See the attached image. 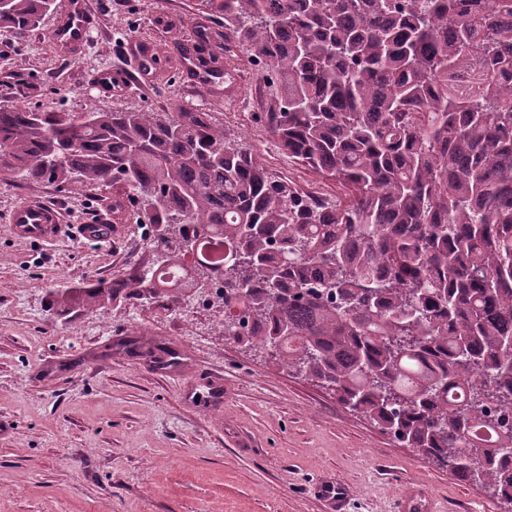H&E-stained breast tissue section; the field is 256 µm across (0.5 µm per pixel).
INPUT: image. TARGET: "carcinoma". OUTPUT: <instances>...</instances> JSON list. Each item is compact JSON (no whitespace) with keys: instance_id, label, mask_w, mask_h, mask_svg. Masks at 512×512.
Wrapping results in <instances>:
<instances>
[{"instance_id":"obj_1","label":"carcinoma","mask_w":512,"mask_h":512,"mask_svg":"<svg viewBox=\"0 0 512 512\" xmlns=\"http://www.w3.org/2000/svg\"><path fill=\"white\" fill-rule=\"evenodd\" d=\"M196 0L226 40L264 63L263 113L281 151L349 190L305 196L213 116L33 112L0 106V174L26 183L121 184L162 259L51 306L120 296L180 308L191 242L214 233L224 335L334 391L340 404L459 480L512 504V0ZM62 0H8L24 35ZM479 60L487 84L459 96Z\"/></svg>"}]
</instances>
